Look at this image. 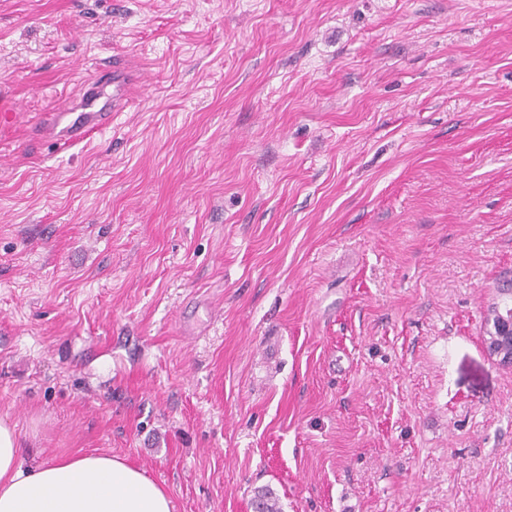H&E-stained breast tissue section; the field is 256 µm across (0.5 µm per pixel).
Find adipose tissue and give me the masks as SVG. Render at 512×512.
I'll use <instances>...</instances> for the list:
<instances>
[{
  "label": "adipose tissue",
  "instance_id": "obj_1",
  "mask_svg": "<svg viewBox=\"0 0 512 512\" xmlns=\"http://www.w3.org/2000/svg\"><path fill=\"white\" fill-rule=\"evenodd\" d=\"M172 510L161 486L116 456H52L24 466L15 428L0 421V512Z\"/></svg>",
  "mask_w": 512,
  "mask_h": 512
}]
</instances>
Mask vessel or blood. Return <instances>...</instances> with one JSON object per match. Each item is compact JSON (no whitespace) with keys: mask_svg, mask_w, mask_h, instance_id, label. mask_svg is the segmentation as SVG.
I'll list each match as a JSON object with an SVG mask.
<instances>
[{"mask_svg":"<svg viewBox=\"0 0 512 512\" xmlns=\"http://www.w3.org/2000/svg\"><path fill=\"white\" fill-rule=\"evenodd\" d=\"M131 67L125 58L109 61L97 77L84 84L86 92L78 115L61 129L68 142H78L92 132L111 126L119 112L125 111L130 101Z\"/></svg>","mask_w":512,"mask_h":512,"instance_id":"b4317fda","label":"vessel or blood"}]
</instances>
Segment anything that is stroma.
I'll return each mask as SVG.
<instances>
[{"label": "stroma", "mask_w": 512, "mask_h": 512, "mask_svg": "<svg viewBox=\"0 0 512 512\" xmlns=\"http://www.w3.org/2000/svg\"><path fill=\"white\" fill-rule=\"evenodd\" d=\"M90 142L38 138L109 59ZM0 418L173 512H512V0H0ZM131 72L128 61L125 58L116 57L100 70L97 77L87 80L83 85L84 91L87 90L83 94L81 112L61 128L60 132L64 136L61 140L82 141L92 132L111 126L118 112H124L129 104ZM110 87H112L111 100L108 99L102 106L97 107L99 93L104 94ZM252 506L254 512H281L279 498L269 486L257 488L254 493Z\"/></svg>", "instance_id": "35a3bbf8"}]
</instances>
